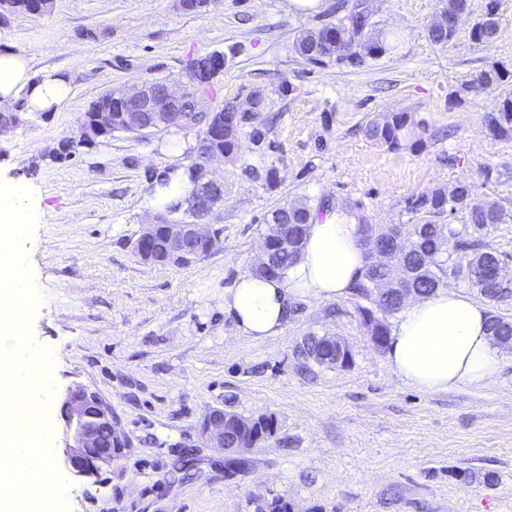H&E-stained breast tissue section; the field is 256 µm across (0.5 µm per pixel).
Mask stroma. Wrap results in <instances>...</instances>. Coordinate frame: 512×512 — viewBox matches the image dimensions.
<instances>
[{
  "label": "stroma",
  "mask_w": 512,
  "mask_h": 512,
  "mask_svg": "<svg viewBox=\"0 0 512 512\" xmlns=\"http://www.w3.org/2000/svg\"><path fill=\"white\" fill-rule=\"evenodd\" d=\"M333 2L299 12L285 0H211L187 13L177 0H53L44 17L0 26V53L23 55L31 82L51 74L71 88L63 106L21 108L0 134V180L28 182L39 205L31 338L53 356V407L82 385L110 405L126 441L105 482L66 475V512H256L278 496L296 512H512V350L488 385L425 393L371 344L352 299L301 301L268 341L241 336L224 314L225 288L252 271L284 204L414 224L412 196L470 182L512 212V140L487 123L502 92L469 86L491 66L512 70V0H470L445 47L426 34L440 0H368L380 28L403 33L399 47L358 68L308 64L294 43ZM490 8L502 35L481 44L472 28ZM214 51L225 54L214 104L263 87L253 121L266 143L242 134L235 159L216 166L224 201L205 222L220 246L186 264L147 262L133 246L155 217L150 178L189 165L170 146L193 145L195 131L116 132L66 159L56 151L105 90L175 79ZM386 112L422 121V152L365 136ZM312 334L342 338L351 365L304 361L297 348ZM214 409L277 417L247 469H230L199 435Z\"/></svg>",
  "instance_id": "35a3bbf8"
}]
</instances>
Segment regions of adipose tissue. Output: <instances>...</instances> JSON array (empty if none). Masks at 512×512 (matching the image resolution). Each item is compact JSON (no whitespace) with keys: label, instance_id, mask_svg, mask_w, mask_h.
<instances>
[{"label":"adipose tissue","instance_id":"adipose-tissue-1","mask_svg":"<svg viewBox=\"0 0 512 512\" xmlns=\"http://www.w3.org/2000/svg\"><path fill=\"white\" fill-rule=\"evenodd\" d=\"M23 92L32 109L46 110L66 101L70 88L53 76L29 84L26 59L0 54V109ZM366 263L357 216L327 208L308 225L300 256L282 275L246 274L225 289L224 312L242 335L269 340L280 335L298 299L348 297ZM488 317L486 306L452 285L414 300L391 334L388 358L394 372L427 393L490 383L503 353L487 331Z\"/></svg>","mask_w":512,"mask_h":512}]
</instances>
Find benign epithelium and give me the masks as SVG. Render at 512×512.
I'll use <instances>...</instances> for the list:
<instances>
[{
    "label": "benign epithelium",
    "instance_id": "obj_1",
    "mask_svg": "<svg viewBox=\"0 0 512 512\" xmlns=\"http://www.w3.org/2000/svg\"><path fill=\"white\" fill-rule=\"evenodd\" d=\"M224 71V56L220 53L204 57V62L192 64L184 69L178 80L157 84L144 81L132 87H122L116 95L119 111H113L111 105L99 108L92 119V125L80 130V136L87 141H98L112 133L113 127L124 125L139 130H159L165 126H175L184 120V113L194 112L207 123L204 134L197 138L194 153L203 158L198 171V184L193 202L202 208L203 217L192 223L166 224L159 222L145 225L140 240L148 244L157 232H162L165 240V253L168 258L176 259L186 252V246L192 242L205 243L208 250L216 249L220 238L211 234L204 224V216L210 214L224 200V183L212 176L211 164L217 158L225 157L222 152L210 148L212 139L224 137L231 122L225 118L227 112H244L250 102L239 104L231 102L224 105V111L215 112L211 108L207 88L214 79ZM197 88L192 98L186 96V88ZM288 244L279 226L271 227L263 238L262 255H267L272 244ZM324 353L320 361L336 366V353L351 357L349 347L334 336L323 337ZM65 423L69 432V442L64 446V463L66 469L77 476H98L112 467V458L117 449L125 446L122 432L118 428L112 409L94 393L77 385L67 390L63 403ZM233 419L244 433L239 445L228 448L230 461L235 466H244L247 459L244 452L254 447L258 441L278 427L276 416L261 415L246 419L238 415L229 417L222 412H211L200 423V434L210 444L224 447L225 422ZM103 426L111 434L112 444L103 448L99 444L97 428Z\"/></svg>",
    "mask_w": 512,
    "mask_h": 512
}]
</instances>
